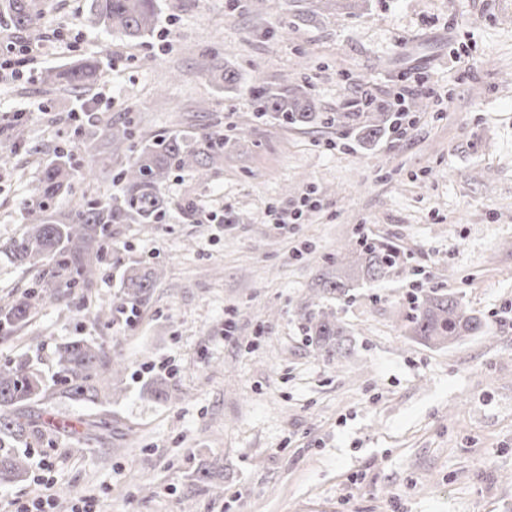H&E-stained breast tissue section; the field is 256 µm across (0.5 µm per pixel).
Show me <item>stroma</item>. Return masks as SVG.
<instances>
[{"mask_svg":"<svg viewBox=\"0 0 512 512\" xmlns=\"http://www.w3.org/2000/svg\"><path fill=\"white\" fill-rule=\"evenodd\" d=\"M88 4L48 0L37 31L0 27V59L12 43L45 47L0 78V114L24 112L26 123L20 142L0 123V245L23 231L21 203L54 150L76 161L62 210L116 193L100 155L83 148L94 127L127 126L135 143L187 127L229 144L219 170L170 176L171 207L153 233L115 225L123 263L163 271L131 321L93 319L120 291L108 265L93 288L0 335V364L25 355L48 377L74 338L126 365L122 393L96 408L62 393L46 402L29 473L0 486V505L25 503L43 476L54 512L81 494L100 512H512V0H369L306 23L290 0H266L258 15L231 0H161L140 43L91 26ZM91 54L105 76L85 97L40 82L41 69ZM223 63L239 75L229 92L211 80ZM409 73L444 103L414 92L411 134L359 147L341 115L367 90L391 101ZM285 79L332 123L258 117L252 85ZM306 193L318 208L285 229L271 223L269 207ZM362 234L407 261L334 303L352 352L331 363L299 309ZM420 286L460 295L485 333L453 348L405 336ZM163 361L174 397H142ZM211 464L221 473L209 481Z\"/></svg>","mask_w":512,"mask_h":512,"instance_id":"obj_1","label":"stroma"}]
</instances>
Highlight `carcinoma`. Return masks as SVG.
Masks as SVG:
<instances>
[{"label":"carcinoma","mask_w":512,"mask_h":512,"mask_svg":"<svg viewBox=\"0 0 512 512\" xmlns=\"http://www.w3.org/2000/svg\"><path fill=\"white\" fill-rule=\"evenodd\" d=\"M343 0H302L301 14L308 20L328 4ZM42 0H0V23L17 31L38 28ZM159 0H90L88 21L129 41L150 35L158 22ZM97 60L81 59L65 69L45 68L40 81L51 89L82 92L102 78ZM217 86L229 88L237 82L235 71L225 66L211 75ZM254 111L272 116L285 126L304 127L321 120L316 104L298 88L283 83L277 88L258 83L251 88ZM392 116H378L369 124L357 126L358 142L369 145L386 132ZM127 128L110 124L102 129V145L121 148L130 140ZM226 138L214 133L173 131L141 142L130 160L114 154L109 160L117 193L106 200H93L62 211L56 197L70 186L74 176L70 153L59 150L41 170L33 196L23 205L27 223L23 234L4 251L12 262L40 268L35 286L21 297L0 306V334H9L26 324L39 306L79 285L87 286L103 270L112 244V225L140 224L147 231L160 223L168 209L162 193L164 183L174 172L202 173L224 162ZM402 263L393 244L359 237L349 244L348 254H339L333 269L321 274L314 289L319 303L304 312V328L312 345L327 360L339 361L351 350L347 328L321 300L340 299L353 282L372 283L384 279ZM162 278L156 267L129 265L120 274L121 294L110 309L112 316L135 314L145 306L153 288ZM95 312L101 320L108 313ZM406 333L428 344L455 345L485 332L487 324L469 310L452 292L421 291L413 296L410 314L405 318ZM57 375L75 401L96 405L107 378L122 373V362L108 358L99 345L85 339L61 344L55 351ZM142 391L156 400L171 397L168 383L154 379ZM54 385L35 371L28 357L0 364V435L27 442L41 432V415L34 407L51 399ZM28 472L27 454L0 451V484L22 480Z\"/></svg>","instance_id":"obj_1"}]
</instances>
